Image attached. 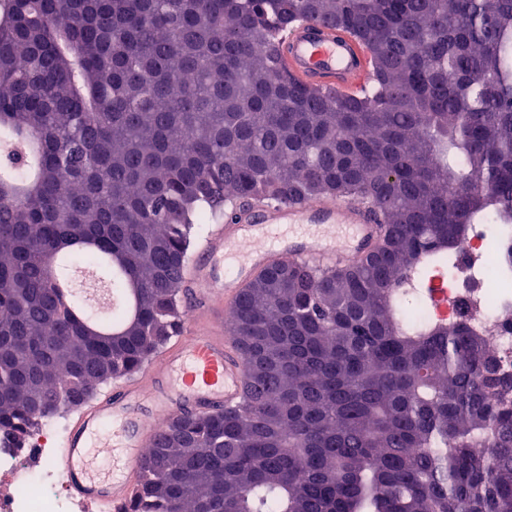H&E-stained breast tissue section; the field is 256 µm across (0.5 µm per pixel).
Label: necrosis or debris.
<instances>
[{
  "label": "necrosis or debris",
  "mask_w": 512,
  "mask_h": 512,
  "mask_svg": "<svg viewBox=\"0 0 512 512\" xmlns=\"http://www.w3.org/2000/svg\"><path fill=\"white\" fill-rule=\"evenodd\" d=\"M466 256L445 268L428 271L430 301L418 311L421 321L456 324L457 307L470 305V329L488 343L489 357L502 373L512 374V263L490 252L487 227L468 225L462 244ZM39 430L24 448L0 441V512H79Z\"/></svg>",
  "instance_id": "1"
}]
</instances>
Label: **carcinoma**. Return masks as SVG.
I'll return each instance as SVG.
<instances>
[{
  "label": "carcinoma",
  "instance_id": "carcinoma-1",
  "mask_svg": "<svg viewBox=\"0 0 512 512\" xmlns=\"http://www.w3.org/2000/svg\"><path fill=\"white\" fill-rule=\"evenodd\" d=\"M302 19L352 31L358 95L286 76ZM0 437L129 376L178 335L191 229L241 202L347 199L383 239L288 261L227 331L247 390L173 419L117 512H512V380L463 322H418L465 226L512 225V0H0ZM119 268L136 308L51 285Z\"/></svg>",
  "mask_w": 512,
  "mask_h": 512
}]
</instances>
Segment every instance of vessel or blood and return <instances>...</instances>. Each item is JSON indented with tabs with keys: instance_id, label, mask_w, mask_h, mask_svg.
I'll return each mask as SVG.
<instances>
[{
	"instance_id": "1",
	"label": "vessel or blood",
	"mask_w": 512,
	"mask_h": 512,
	"mask_svg": "<svg viewBox=\"0 0 512 512\" xmlns=\"http://www.w3.org/2000/svg\"><path fill=\"white\" fill-rule=\"evenodd\" d=\"M282 69L318 92L356 95L373 78L367 46L345 29L304 20L280 42ZM380 217L361 204L327 200L246 204L215 225L185 269V333L137 377L84 404L66 430L60 463L73 496L88 507L130 496L144 452L174 418L234 406L245 391L244 360L224 314L244 284L284 260L320 267L361 260L380 235Z\"/></svg>"
}]
</instances>
